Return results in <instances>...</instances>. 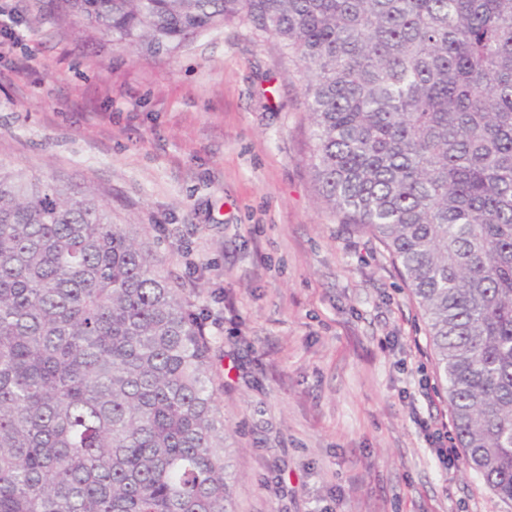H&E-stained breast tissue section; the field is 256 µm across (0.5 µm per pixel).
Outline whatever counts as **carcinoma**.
<instances>
[{
  "label": "carcinoma",
  "instance_id": "cac0c4a2",
  "mask_svg": "<svg viewBox=\"0 0 512 512\" xmlns=\"http://www.w3.org/2000/svg\"><path fill=\"white\" fill-rule=\"evenodd\" d=\"M173 57L243 23L305 79L320 201L422 311L464 464L512 502V0H51ZM92 190L0 165V512H233L212 348Z\"/></svg>",
  "mask_w": 512,
  "mask_h": 512
}]
</instances>
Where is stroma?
<instances>
[{"instance_id":"1","label":"stroma","mask_w":512,"mask_h":512,"mask_svg":"<svg viewBox=\"0 0 512 512\" xmlns=\"http://www.w3.org/2000/svg\"><path fill=\"white\" fill-rule=\"evenodd\" d=\"M0 164L97 190L204 313L234 512H512L451 431L421 311L382 245L320 203L306 96L229 24L174 57L20 0Z\"/></svg>"}]
</instances>
